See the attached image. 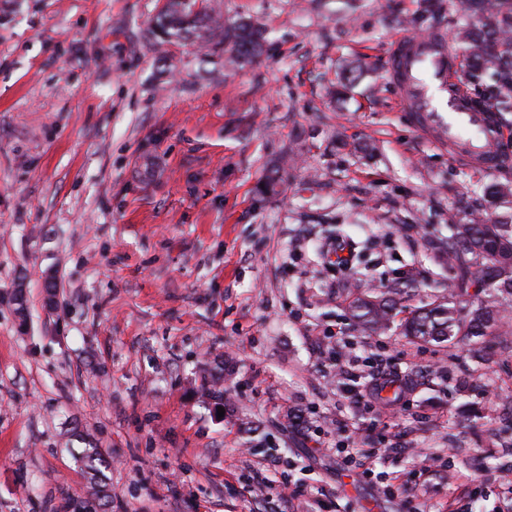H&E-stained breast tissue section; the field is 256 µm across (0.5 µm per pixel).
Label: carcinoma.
Here are the masks:
<instances>
[{
	"label": "carcinoma",
	"mask_w": 512,
	"mask_h": 512,
	"mask_svg": "<svg viewBox=\"0 0 512 512\" xmlns=\"http://www.w3.org/2000/svg\"><path fill=\"white\" fill-rule=\"evenodd\" d=\"M459 12L463 24L471 15L480 13L490 33L472 32V44L464 49L466 60L474 73L488 62L497 65L496 79L486 93L485 104L492 102L509 106L512 102V38L502 32L512 30V10L502 11L504 0L492 7L487 0H462ZM154 34L163 42L195 41L228 52L238 61H249L263 53L264 32L250 23L240 21L224 25V19L206 0H163L155 19ZM512 252V223L502 220H478L459 224L448 239V258L457 268L454 289L448 296L413 308L400 319L402 334L412 340L452 346L467 341L472 346L484 343L488 336H509V323L502 321L501 301L512 298V265L504 256ZM481 285L478 293L487 300L462 315L456 296L468 293L471 286ZM354 326L365 331L385 327L402 310L387 300L385 294H365L351 305ZM81 462L92 475L93 492H100L105 460L98 449L85 448Z\"/></svg>",
	"instance_id": "1"
}]
</instances>
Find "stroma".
Instances as JSON below:
<instances>
[{
	"instance_id": "obj_1",
	"label": "stroma",
	"mask_w": 512,
	"mask_h": 512,
	"mask_svg": "<svg viewBox=\"0 0 512 512\" xmlns=\"http://www.w3.org/2000/svg\"><path fill=\"white\" fill-rule=\"evenodd\" d=\"M213 2L260 57L157 41L159 0H0V512H512V335L350 314L361 287L447 293L454 226L512 217V161L453 159L388 74L393 37L456 39L452 0ZM369 355L357 386L397 376L407 405L354 402L338 371ZM344 417L416 489L346 470ZM81 462L83 466L88 470V472L92 475V479L94 480L91 489L94 493H98L101 491V483L103 482L102 478V468L107 467L105 465V460L102 458L98 448H84L82 452Z\"/></svg>"
}]
</instances>
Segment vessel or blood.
Masks as SVG:
<instances>
[{"label":"vessel or blood","mask_w":512,"mask_h":512,"mask_svg":"<svg viewBox=\"0 0 512 512\" xmlns=\"http://www.w3.org/2000/svg\"><path fill=\"white\" fill-rule=\"evenodd\" d=\"M390 54L400 104L414 113L417 125L433 131L461 160L489 172L496 170L502 162L500 126L491 110L471 105L447 35L434 31L402 37Z\"/></svg>","instance_id":"vessel-or-blood-1"}]
</instances>
